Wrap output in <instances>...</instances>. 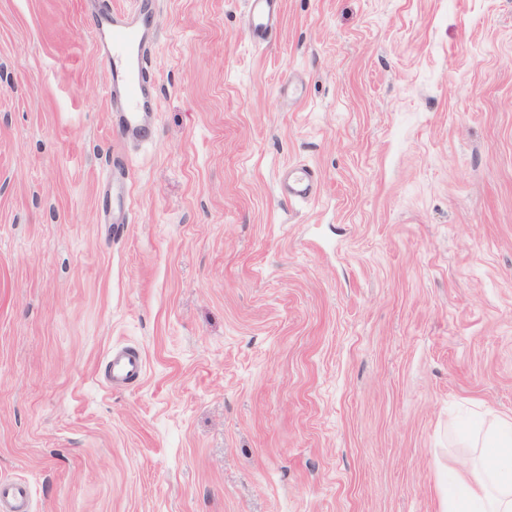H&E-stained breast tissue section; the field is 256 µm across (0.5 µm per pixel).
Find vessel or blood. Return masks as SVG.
Here are the masks:
<instances>
[{
	"label": "vessel or blood",
	"mask_w": 512,
	"mask_h": 512,
	"mask_svg": "<svg viewBox=\"0 0 512 512\" xmlns=\"http://www.w3.org/2000/svg\"><path fill=\"white\" fill-rule=\"evenodd\" d=\"M155 0H135L132 10L112 9L106 0H93V33L110 72L107 95L116 114L112 130L123 141L141 140L147 123L156 110L154 85L150 79L148 53L157 30L151 25ZM282 0H246L245 22L256 43L269 42L277 32ZM317 171L302 166L281 179L283 194L293 200L316 195ZM145 366L141 354L133 349L113 351L104 379L109 388L140 383ZM32 495L24 482L0 481V512H31Z\"/></svg>",
	"instance_id": "b4317fda"
}]
</instances>
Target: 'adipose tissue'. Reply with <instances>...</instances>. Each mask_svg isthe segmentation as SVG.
Instances as JSON below:
<instances>
[{"label":"adipose tissue","instance_id":"adipose-tissue-1","mask_svg":"<svg viewBox=\"0 0 512 512\" xmlns=\"http://www.w3.org/2000/svg\"><path fill=\"white\" fill-rule=\"evenodd\" d=\"M474 437L483 460L453 477L442 512H512V417L480 422Z\"/></svg>","mask_w":512,"mask_h":512}]
</instances>
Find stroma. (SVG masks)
<instances>
[{
  "mask_svg": "<svg viewBox=\"0 0 512 512\" xmlns=\"http://www.w3.org/2000/svg\"><path fill=\"white\" fill-rule=\"evenodd\" d=\"M245 8L158 0L128 144L85 0H0V481L34 512H441L468 411L512 416V0H283L264 45ZM117 347L146 370L111 390ZM319 181V175L315 169L301 166L282 177V193L293 200L311 199L317 193Z\"/></svg>",
  "mask_w": 512,
  "mask_h": 512,
  "instance_id": "obj_1",
  "label": "stroma"
}]
</instances>
